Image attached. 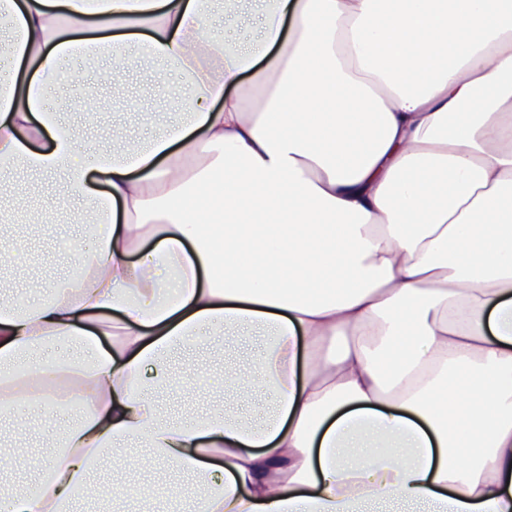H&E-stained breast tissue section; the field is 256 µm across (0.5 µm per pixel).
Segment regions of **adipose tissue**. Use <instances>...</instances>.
Instances as JSON below:
<instances>
[{
  "mask_svg": "<svg viewBox=\"0 0 512 512\" xmlns=\"http://www.w3.org/2000/svg\"><path fill=\"white\" fill-rule=\"evenodd\" d=\"M211 2L0 0V171L66 172L96 237L80 281L0 300V397L88 406L11 512H72L123 443L208 486L194 512H512V0H262L249 48ZM133 49L188 120L74 166L61 62L117 83ZM244 329L261 368L224 389L272 393L265 422L162 417L167 355ZM63 342L83 360H39Z\"/></svg>",
  "mask_w": 512,
  "mask_h": 512,
  "instance_id": "1",
  "label": "adipose tissue"
}]
</instances>
